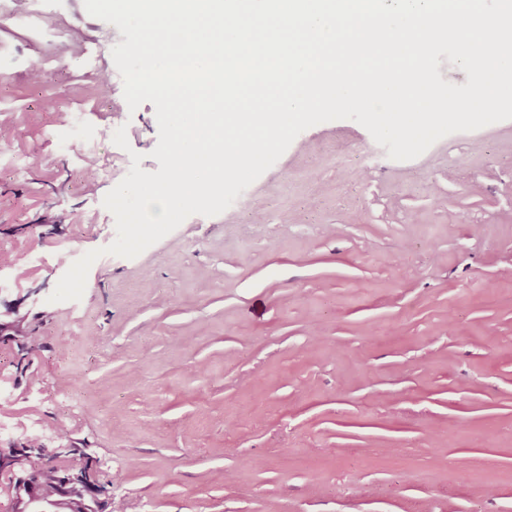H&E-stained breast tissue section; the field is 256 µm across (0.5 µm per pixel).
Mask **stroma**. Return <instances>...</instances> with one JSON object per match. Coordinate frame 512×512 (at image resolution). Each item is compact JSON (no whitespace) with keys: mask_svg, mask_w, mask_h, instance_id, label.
<instances>
[{"mask_svg":"<svg viewBox=\"0 0 512 512\" xmlns=\"http://www.w3.org/2000/svg\"><path fill=\"white\" fill-rule=\"evenodd\" d=\"M68 36L0 12V419L64 423L109 512H512V119L415 159L350 119L300 133L233 207L136 257L97 258L51 301L60 259L104 248L105 195L141 154L115 45L84 0H41ZM69 60L57 68L54 57ZM102 135L59 148L71 113ZM127 129L128 148L104 131Z\"/></svg>","mask_w":512,"mask_h":512,"instance_id":"obj_1","label":"stroma"}]
</instances>
